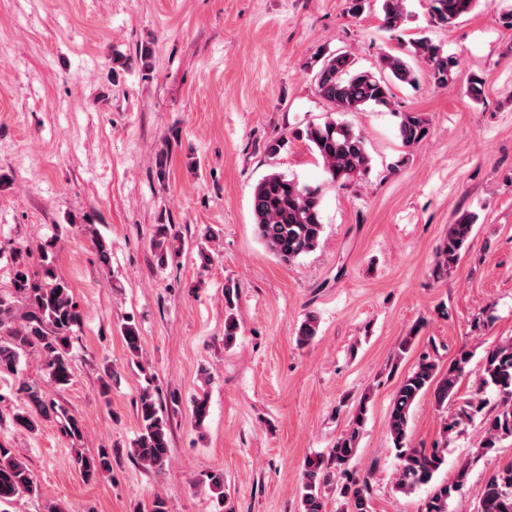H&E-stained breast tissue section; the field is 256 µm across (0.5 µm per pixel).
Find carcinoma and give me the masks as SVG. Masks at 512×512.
Instances as JSON below:
<instances>
[{
	"label": "carcinoma",
	"mask_w": 512,
	"mask_h": 512,
	"mask_svg": "<svg viewBox=\"0 0 512 512\" xmlns=\"http://www.w3.org/2000/svg\"><path fill=\"white\" fill-rule=\"evenodd\" d=\"M404 0H382L384 24L396 29L405 21ZM431 23L451 29L469 14L479 0H429ZM413 56L422 60L430 71L433 82L446 86L453 81L456 61L445 56L440 46L421 37L413 43ZM316 89L321 98L337 112H352L365 106H387L391 97V83L411 85L416 72L403 57L384 53L378 67L362 69L349 52L331 53L325 57L316 73ZM399 137L406 147L419 145L428 134L426 119L415 112L402 114ZM322 159L330 182L345 186L362 178L370 169L371 158L363 136L346 122L333 117L322 123H312L299 133ZM322 194L317 187L300 183L278 172L265 175L255 186L252 195V213L258 238L284 264H292L313 252L320 244L324 231L321 216ZM475 216L465 214L450 225L448 237L437 251L436 271L446 273L461 259L468 245ZM180 241L175 225L165 226L159 232L156 248L160 256L167 254L173 243ZM13 290L0 293V376L9 375L18 383L22 394L21 405L13 416L14 422L29 430L38 428V418L54 415L67 434L82 437L79 419L62 405L52 406L47 412L46 395L41 385L24 378L21 356L35 349L42 357L43 370L59 390L69 387L74 380L72 335L81 323V313L74 301L69 284L56 273L48 251H43L41 274L34 275L29 267V252L25 248L13 251ZM238 287H225L224 344L234 342L239 329L234 298ZM23 300L28 308L24 323L15 325L14 299ZM318 317L310 312L298 328L297 343L309 344L318 333ZM123 336L132 358L139 357L140 336L135 325L123 326ZM471 360L467 351L460 353L448 368H442L428 355L419 358L413 370L404 378L395 394L388 416V430L395 456L399 460L396 488L410 493L429 483L445 461V449L413 448L408 443L410 410L423 394H433L435 403L442 407L457 394L466 365ZM493 386L500 394L495 409L483 416L482 439L478 453L483 455L508 438H512V340L487 348L479 371L478 388ZM368 398H363L352 415L349 428L340 436L328 455L309 457L304 463L302 480V512H324L325 487L330 476L344 479L336 491L341 512H371L373 470L359 472L354 467L357 444L367 414ZM484 401L467 402L451 419L442 422L441 431L448 436L473 420L482 412ZM208 393L198 395L192 406L195 423L203 424L208 415ZM140 433L134 442V455L142 466L155 472L165 469L170 454V439L163 408L149 392H144L136 408ZM74 465L89 481L110 471L112 458L102 448L95 455L76 452ZM468 466L458 470L455 483L438 487L425 501L421 512H448V499L462 489ZM37 486L25 465L0 447V505L8 504L24 495H33ZM477 512H512V463L494 470L485 480Z\"/></svg>",
	"instance_id": "obj_1"
}]
</instances>
